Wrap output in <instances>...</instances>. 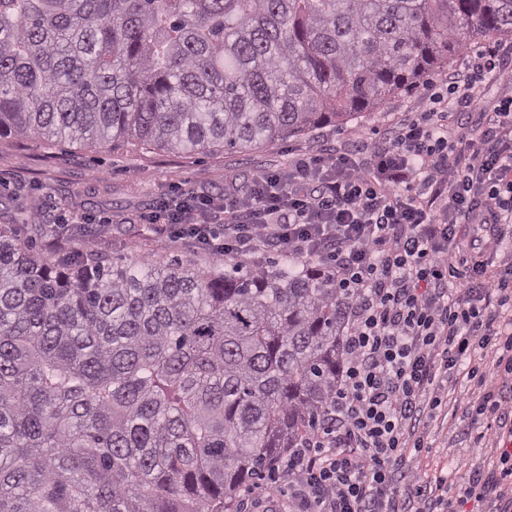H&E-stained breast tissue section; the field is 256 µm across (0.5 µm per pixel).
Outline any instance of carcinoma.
<instances>
[{
	"label": "carcinoma",
	"mask_w": 512,
	"mask_h": 512,
	"mask_svg": "<svg viewBox=\"0 0 512 512\" xmlns=\"http://www.w3.org/2000/svg\"><path fill=\"white\" fill-rule=\"evenodd\" d=\"M504 38L512 0H0V138L243 152ZM347 309L286 254L52 262L0 232V512H233L323 424Z\"/></svg>",
	"instance_id": "1"
}]
</instances>
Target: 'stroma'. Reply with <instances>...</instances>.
<instances>
[{
  "label": "stroma",
  "mask_w": 512,
  "mask_h": 512,
  "mask_svg": "<svg viewBox=\"0 0 512 512\" xmlns=\"http://www.w3.org/2000/svg\"><path fill=\"white\" fill-rule=\"evenodd\" d=\"M465 64L464 56H456L417 88L390 97L380 110L344 125L325 126L244 152L213 148L175 153L154 147L0 139V231L31 240L34 249L52 261L93 254L113 262L176 259L201 267L221 266L220 256L193 248L173 228L159 231L138 223V215L184 193L223 194L225 173L283 168L293 156L348 143L360 129L383 133L421 111L429 90L442 87L448 73ZM35 217L44 224L68 223L62 246H53L47 237H31L28 225ZM488 422V417L465 406H442L421 422L427 447L419 456L407 458L405 469L443 477L449 486H456L473 457L470 434L486 430Z\"/></svg>",
  "instance_id": "stroma-1"
}]
</instances>
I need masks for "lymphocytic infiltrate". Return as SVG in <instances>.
Returning a JSON list of instances; mask_svg holds the SVG:
<instances>
[{"label":"lymphocytic infiltrate","mask_w":512,"mask_h":512,"mask_svg":"<svg viewBox=\"0 0 512 512\" xmlns=\"http://www.w3.org/2000/svg\"><path fill=\"white\" fill-rule=\"evenodd\" d=\"M489 76L512 84L495 49L470 56L426 110L380 138L359 131L284 169L226 174L223 197L141 214L229 259L323 263L351 293L346 363L321 429L247 489L238 512L281 494L282 512H452L446 481L401 467L459 377L467 408L498 417L512 375V98L483 105ZM477 105L474 129L464 116ZM511 462L507 439L471 464L463 500L512 512Z\"/></svg>","instance_id":"lymphocytic-infiltrate-1"}]
</instances>
